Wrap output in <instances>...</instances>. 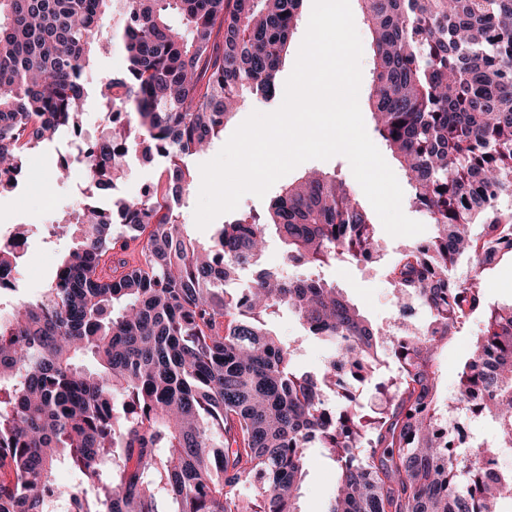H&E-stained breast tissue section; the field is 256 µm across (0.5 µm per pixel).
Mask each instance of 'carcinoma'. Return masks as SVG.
<instances>
[{
    "label": "carcinoma",
    "mask_w": 512,
    "mask_h": 512,
    "mask_svg": "<svg viewBox=\"0 0 512 512\" xmlns=\"http://www.w3.org/2000/svg\"><path fill=\"white\" fill-rule=\"evenodd\" d=\"M302 2L123 0L126 64L99 99L125 118L108 117L73 162L89 195L140 146L165 160L164 182L106 208L83 202L48 290L0 310V512H54L59 500L69 512H159L160 498L171 512H297L314 447L339 469L329 512H497L512 500V471L497 462L512 445V304L490 307L478 288L512 258V0H361L367 105L434 227L388 271L399 318L413 299L424 328L384 333L318 272L374 256V224L334 176L302 177L205 246L179 222L189 159L243 93L273 97ZM111 11L112 0H0V191L81 128L85 67ZM270 229L304 272L261 263ZM13 238L0 239V270L21 262ZM248 269L254 283L231 291ZM282 308L329 346L322 371L296 370L295 349L269 329ZM479 312L485 330L450 402L468 411L487 396L495 436L460 447L454 430L437 433L435 354ZM386 356L396 373L368 414L351 386ZM67 465L85 486L58 483Z\"/></svg>",
    "instance_id": "1"
}]
</instances>
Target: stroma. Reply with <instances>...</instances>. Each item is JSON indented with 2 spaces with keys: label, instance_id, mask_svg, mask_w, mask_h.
Segmentation results:
<instances>
[{
  "label": "stroma",
  "instance_id": "1",
  "mask_svg": "<svg viewBox=\"0 0 512 512\" xmlns=\"http://www.w3.org/2000/svg\"><path fill=\"white\" fill-rule=\"evenodd\" d=\"M124 64V53L118 43L113 44L110 54L92 58L86 72L88 99L81 119L83 128L96 134L104 128L107 112L97 100L96 87L102 79ZM32 161L37 175L52 196L53 208H46L40 197L27 190L0 193V229L5 230L17 224L29 228L28 248L16 274L18 289L0 294V299L14 304L44 293L54 280L62 258L74 241L69 233H51L50 226L54 224L58 212L78 207L86 185L84 171L78 167L73 169L69 181L62 183L54 180L53 172L57 162L55 151L41 148L33 155ZM162 168V160L147 163L143 161L140 152H130L123 176L109 189L96 191L95 196L104 202L115 196L134 197L144 186L157 181ZM311 170L337 175L351 186L356 183L350 163L344 156L337 155L326 161L309 160L281 177L264 197L244 195L236 211L219 216L217 224L230 222L239 214L265 211L285 186L298 181ZM374 231L378 253L374 262L365 264L350 260L339 261L323 266L321 275L336 287L342 288L373 324L388 328L393 324L396 310L395 289L387 270L394 264L400 250L417 244L418 239L414 236H391L379 222L375 223ZM483 327V315H473L456 337L439 350L436 365L439 369L441 399H448L455 391L458 374L475 337ZM271 328L283 341L296 347L294 362L299 369L314 372L322 370L329 356L328 347L318 338L308 335L293 313H280ZM337 480V466L325 449H308L305 474L296 502L298 512H327L329 498Z\"/></svg>",
  "mask_w": 512,
  "mask_h": 512
}]
</instances>
